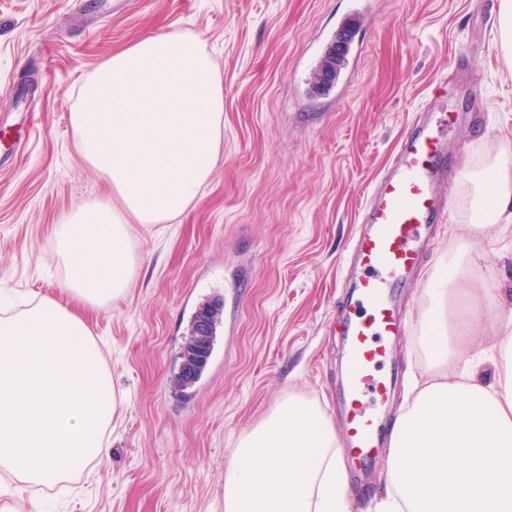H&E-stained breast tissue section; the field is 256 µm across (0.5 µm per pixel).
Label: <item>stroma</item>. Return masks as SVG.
<instances>
[{
	"mask_svg": "<svg viewBox=\"0 0 512 512\" xmlns=\"http://www.w3.org/2000/svg\"><path fill=\"white\" fill-rule=\"evenodd\" d=\"M499 0H0V304L59 296L53 245L63 214L112 187L85 165L70 114L79 90L138 39L174 35L210 55L224 90L217 164L190 208L131 227L136 272L125 298L87 315L124 406L110 453L40 497L45 512H224V472L240 435L299 395L334 425L337 305L360 207L434 94L460 121L448 217L410 283L408 333L393 348L401 386L417 369L428 289L462 242L482 258L468 282L490 289L460 346L478 356L512 334V222L474 228L472 176L512 179V65L498 46ZM357 34L342 95L306 79L339 21ZM235 304L202 380L173 390L192 314Z\"/></svg>",
	"mask_w": 512,
	"mask_h": 512,
	"instance_id": "1",
	"label": "stroma"
}]
</instances>
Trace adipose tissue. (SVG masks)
<instances>
[{"label":"adipose tissue","mask_w":512,"mask_h":512,"mask_svg":"<svg viewBox=\"0 0 512 512\" xmlns=\"http://www.w3.org/2000/svg\"><path fill=\"white\" fill-rule=\"evenodd\" d=\"M71 124L81 159L112 185L63 216L54 245L62 304L45 295L0 316V469L52 488L109 452L122 402L82 313L121 298L136 259L130 225L184 213L219 157L224 94L210 57L176 36L114 54L80 91ZM448 291L430 292L418 338L431 371L392 429L378 512H512V336L460 362ZM495 380L478 379L480 362ZM224 512H349L332 421L291 397L237 442Z\"/></svg>","instance_id":"adipose-tissue-1"}]
</instances>
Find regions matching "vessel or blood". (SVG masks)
I'll return each mask as SVG.
<instances>
[{"mask_svg":"<svg viewBox=\"0 0 512 512\" xmlns=\"http://www.w3.org/2000/svg\"><path fill=\"white\" fill-rule=\"evenodd\" d=\"M427 112L404 136L366 200L348 269L350 295L337 321L344 344L338 403L346 452L360 470L384 445L382 408L397 381L385 367L393 342L406 330L400 302L420 267L424 232L447 212L440 178L462 162L447 151V108L433 101Z\"/></svg>","mask_w":512,"mask_h":512,"instance_id":"b4317fda","label":"vessel or blood"}]
</instances>
